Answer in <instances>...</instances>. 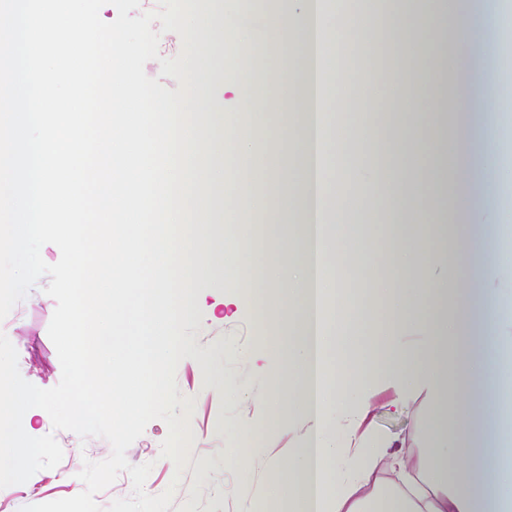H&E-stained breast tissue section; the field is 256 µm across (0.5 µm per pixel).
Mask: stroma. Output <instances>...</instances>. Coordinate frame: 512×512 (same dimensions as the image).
I'll list each match as a JSON object with an SVG mask.
<instances>
[{"label": "stroma", "mask_w": 512, "mask_h": 512, "mask_svg": "<svg viewBox=\"0 0 512 512\" xmlns=\"http://www.w3.org/2000/svg\"><path fill=\"white\" fill-rule=\"evenodd\" d=\"M248 220L254 226L247 254L252 298L237 307L225 305L223 296H207L184 330L190 350L176 369V395L190 397L191 404L175 406L173 413L179 417L185 409L193 411L192 447L186 467L176 472L171 460L161 458V444L168 435V427L161 420L151 421L126 452L132 464L152 463L145 483L148 494L164 492L173 484L174 475H181V483L173 484L177 492L167 512H251L275 470L289 453L303 447L306 439L303 419L274 422L267 415L268 391L273 381L287 383L286 365L255 360L253 351L268 337L285 330L288 320L283 317L271 323L261 314L270 256L263 213L251 212ZM55 308V300L46 299L43 289L34 288L0 321V332L18 352L22 377L43 389L56 386L62 373L48 335ZM367 390L375 404L368 424L392 439L398 451L423 452L443 431L441 413L429 399L418 397L399 413L390 404L391 391L379 380H372ZM244 422L252 429L247 440L224 429L225 424ZM50 433L63 449L62 461L56 468L38 471L27 482L0 492V512H21L29 505L77 495L84 488L78 478L84 460L102 461L111 453L105 439L83 440L70 431H54L50 416L42 415L36 434ZM243 444L249 448L250 477L246 480L225 461Z\"/></svg>", "instance_id": "1"}]
</instances>
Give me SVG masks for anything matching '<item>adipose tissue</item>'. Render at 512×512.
<instances>
[{
    "label": "adipose tissue",
    "mask_w": 512,
    "mask_h": 512,
    "mask_svg": "<svg viewBox=\"0 0 512 512\" xmlns=\"http://www.w3.org/2000/svg\"><path fill=\"white\" fill-rule=\"evenodd\" d=\"M167 17L175 44L188 51L218 35L224 51L227 99H196L215 123L194 122L188 148L192 220L188 227L193 282L215 292L249 296L243 276V244L249 223L220 225L225 198L239 187L224 181V158L236 151L247 170L277 180L274 200L254 195L247 206L268 214L267 242L275 256L294 261L287 279L271 273L264 311L287 314L286 335L267 339L256 352L264 360L288 361V393L272 388V418H303L307 444L289 456L267 485L269 501L285 512H512V448L494 446L492 432L502 409L503 366L489 357L486 332L501 352L512 351V305L498 302L512 288V248L497 243L499 226L512 223V162L500 160L501 128L491 114L512 112V83L485 68V54L497 51L498 36L512 29V12L492 0H403L390 15L349 12L333 15L319 0H288L284 13L267 16L258 58L284 56L288 74L279 78L293 110L287 150L258 147L267 128L265 113L245 124L226 126L233 100L265 102L267 80L243 75L239 54L249 42L224 25L242 0H184ZM395 30L397 44L414 61L404 73L372 66L380 32ZM367 66L357 78L345 69L331 73L324 87L319 70L324 46ZM406 84L407 99L391 129L399 151L396 166L382 170L351 160L352 150H380L367 112L378 110L387 87ZM341 116L330 124L329 113ZM435 113L434 127L423 123ZM427 149H420L421 141ZM383 224L392 248L375 247L367 224ZM455 235L459 251L448 258L441 244ZM336 263L358 268L363 295L385 301L383 316H362L357 299L345 297L328 319H320V295L337 282L317 275ZM340 362V381L330 384L328 355ZM382 375L403 409L408 397L426 388L443 409L445 431L428 453L415 458L390 453V441L364 429L373 403L361 397L355 415L358 434L337 437L331 413L347 411L351 390ZM40 395L17 389L0 364V490L23 474L36 449L30 436L41 413ZM397 473L386 487L379 468Z\"/></svg>",
    "instance_id": "ef3b65f1"
}]
</instances>
